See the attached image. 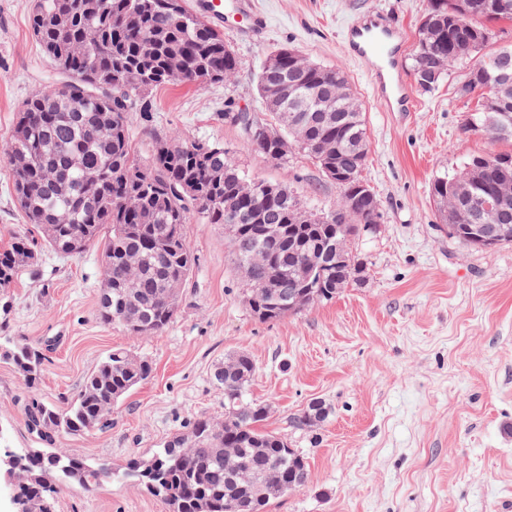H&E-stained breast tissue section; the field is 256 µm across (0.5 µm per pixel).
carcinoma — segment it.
<instances>
[{
  "label": "carcinoma",
  "instance_id": "obj_1",
  "mask_svg": "<svg viewBox=\"0 0 512 512\" xmlns=\"http://www.w3.org/2000/svg\"><path fill=\"white\" fill-rule=\"evenodd\" d=\"M168 0H33L30 22L43 53L63 82L29 97L17 113L0 153L12 167L13 192L24 227L0 249V289L37 264L36 231L54 252L73 256L103 244V298L99 318L135 336L164 331L176 318L182 289L195 266L190 226L200 219L228 230L226 238L246 289L250 311L262 321H278L317 302L336 297L342 287L365 278L364 263L348 252V278L328 255L344 237L380 223V203L367 199L362 171L351 166L355 153L368 152L366 109L340 68L321 65L283 45L270 53L257 75L265 126L256 133L250 112L224 118L239 127L263 157L288 162L294 148L322 143L329 165H315L345 183L335 206L313 223L293 221L298 207L292 191L278 182L245 173L219 142H180L154 137L140 155L130 120L153 119L151 91L160 85L205 86L231 80L240 61L224 43V33L184 6L173 12ZM486 20L512 21V0H431L417 29L414 71L418 86L435 88L459 59L472 64L456 85L460 98L479 97L465 124L469 132L512 141V46L484 54L490 39ZM313 85L328 97L311 96ZM123 91L119 101L112 93ZM512 184V153H491L481 163L470 156L459 172L439 176L431 194L448 234L462 244L475 235L471 197ZM318 257L303 274L288 245ZM31 393L28 421L45 440L51 433L102 430L110 410L152 374V363L122 349L110 351L88 374L81 391L63 405L37 396L45 354L36 345L13 344L0 352ZM255 365L225 374L213 384L224 392V421L200 416L147 459L129 462L127 475L170 512H267L280 496L311 473L286 439L263 427L267 409L244 402ZM326 417V408L292 418L299 430ZM20 465L29 487L25 512H55L62 486L92 490L110 470L53 448L27 451Z\"/></svg>",
  "mask_w": 512,
  "mask_h": 512
}]
</instances>
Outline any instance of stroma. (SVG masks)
Wrapping results in <instances>:
<instances>
[{"label": "stroma", "mask_w": 512, "mask_h": 512, "mask_svg": "<svg viewBox=\"0 0 512 512\" xmlns=\"http://www.w3.org/2000/svg\"><path fill=\"white\" fill-rule=\"evenodd\" d=\"M269 19L262 39L224 21V41L240 67L231 82L153 90L151 127L132 120L137 150L150 135L220 142L246 173L287 184L306 210L333 207L335 182L302 153L274 165L224 118L227 99L263 112L259 68L283 45L343 69L366 107L370 152L364 177L381 204L375 231L351 246L367 267L364 282L278 321L254 317L224 230L191 226L196 257L180 312L163 332L133 336L99 319L100 248L67 257L43 249L37 267L0 292V336L39 345L47 361L39 398L75 397L105 355L123 348L154 372L112 411L109 428L57 432L53 448L107 463L111 478L94 492L64 487L55 512H170L124 472L149 457L190 419H224L212 382L225 356L248 352L256 366L247 392L265 404L267 429L303 455L311 481L274 500L269 512H512V244L474 250L451 239L431 194L437 175L477 153L506 145L466 132L476 102L454 94L469 69L455 62L429 92L413 88L415 112L386 111L366 62L349 57L342 32L380 11L417 39L429 0H253ZM31 0H0V143L19 110L57 72L29 26ZM12 170L0 158V246L22 223ZM28 390L0 358V448L42 447L27 426ZM319 401L329 414L313 431L290 420Z\"/></svg>", "instance_id": "stroma-1"}]
</instances>
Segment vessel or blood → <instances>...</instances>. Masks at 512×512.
Instances as JSON below:
<instances>
[{
  "label": "vessel or blood",
  "instance_id": "b4317fda",
  "mask_svg": "<svg viewBox=\"0 0 512 512\" xmlns=\"http://www.w3.org/2000/svg\"><path fill=\"white\" fill-rule=\"evenodd\" d=\"M195 6L217 28L223 27L229 11L245 19L248 32L261 34L268 27L266 18L253 10L251 0H196ZM343 45L348 55L370 63L371 82L388 111H409L410 92L402 65L404 29L385 14L372 12L347 28Z\"/></svg>",
  "mask_w": 512,
  "mask_h": 512
}]
</instances>
